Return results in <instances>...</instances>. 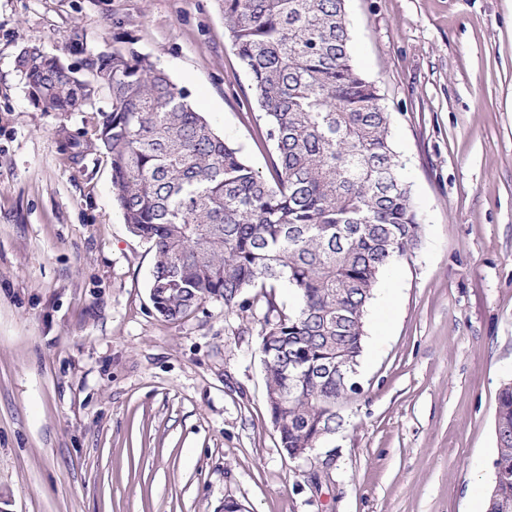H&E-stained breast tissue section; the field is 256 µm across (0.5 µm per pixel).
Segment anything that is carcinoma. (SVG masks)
Returning <instances> with one entry per match:
<instances>
[{
    "label": "carcinoma",
    "mask_w": 512,
    "mask_h": 512,
    "mask_svg": "<svg viewBox=\"0 0 512 512\" xmlns=\"http://www.w3.org/2000/svg\"><path fill=\"white\" fill-rule=\"evenodd\" d=\"M222 2L275 147L270 181L132 49L93 55L88 79L37 43L17 67L48 112H79L107 95L93 132L125 224L155 252L150 298L162 318L209 300L261 309L267 404L295 459L343 426L357 388L336 366L358 367L379 278L417 248L422 224L391 115L353 63L345 0ZM495 433L501 478L486 490V512H512L511 382L498 395Z\"/></svg>",
    "instance_id": "cac0c4a2"
}]
</instances>
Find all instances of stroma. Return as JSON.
<instances>
[{
  "label": "stroma",
  "mask_w": 512,
  "mask_h": 512,
  "mask_svg": "<svg viewBox=\"0 0 512 512\" xmlns=\"http://www.w3.org/2000/svg\"><path fill=\"white\" fill-rule=\"evenodd\" d=\"M356 67L392 115L423 224L369 308L359 394L283 451L261 311L167 321L155 256L113 199L92 112L33 103L30 43H132L263 178L273 151L222 0H0V512H476L512 365V0H346Z\"/></svg>",
  "instance_id": "stroma-1"
}]
</instances>
